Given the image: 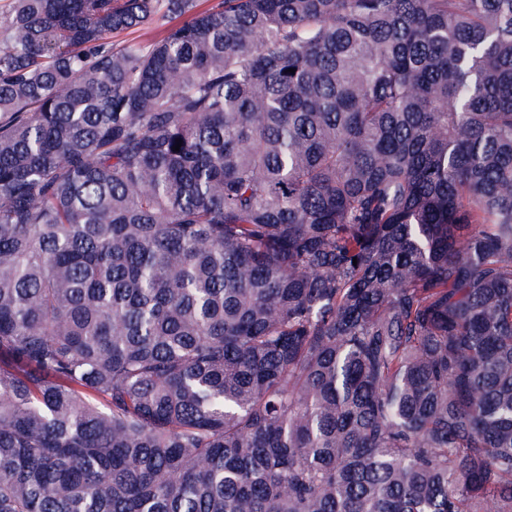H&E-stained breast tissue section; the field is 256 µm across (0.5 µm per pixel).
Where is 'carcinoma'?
<instances>
[{"label": "carcinoma", "mask_w": 512, "mask_h": 512, "mask_svg": "<svg viewBox=\"0 0 512 512\" xmlns=\"http://www.w3.org/2000/svg\"><path fill=\"white\" fill-rule=\"evenodd\" d=\"M197 6L0 3V512H512V0Z\"/></svg>", "instance_id": "obj_1"}]
</instances>
